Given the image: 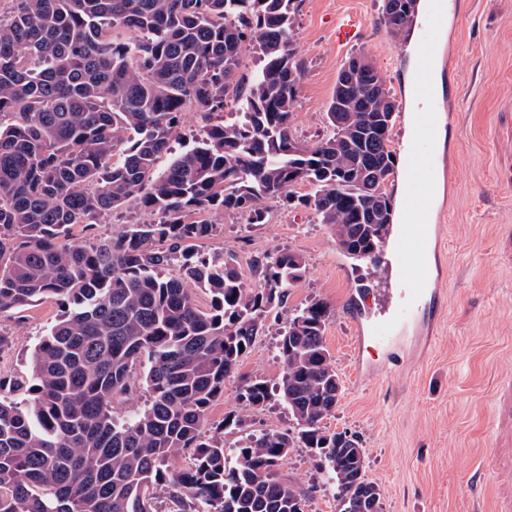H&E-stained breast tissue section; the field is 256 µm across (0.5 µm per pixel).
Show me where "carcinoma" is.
Masks as SVG:
<instances>
[{
    "mask_svg": "<svg viewBox=\"0 0 512 512\" xmlns=\"http://www.w3.org/2000/svg\"><path fill=\"white\" fill-rule=\"evenodd\" d=\"M300 2L18 0L0 15V311L44 298L63 308L29 376H0V512H154L158 491L167 512H308L310 491L279 475L295 448L325 461L340 512H383L357 437L323 425L339 396L318 301L282 333L279 382L255 376L240 392L256 410L277 395L295 429L253 433L230 414L224 427L242 433L233 446L203 432L306 260L266 253L250 285L235 254L198 251L221 225L197 216L264 224L267 202L297 201L363 259L393 223L385 185L396 151L391 137L367 133L368 117L392 127L398 113L379 73L342 66L331 136L294 135L306 73L294 49ZM391 2L380 22L404 38L416 0ZM250 49L261 66L245 84L238 71ZM189 107L220 121L159 171ZM298 184L312 192L295 196ZM131 201L157 220L97 233L100 217ZM76 226L84 241L64 245ZM195 287L210 293L208 309ZM144 361L147 404L118 422L112 404ZM16 391L25 399L9 397ZM184 450L190 466L169 468Z\"/></svg>",
    "mask_w": 512,
    "mask_h": 512,
    "instance_id": "cac0c4a2",
    "label": "carcinoma"
}]
</instances>
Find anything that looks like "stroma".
I'll list each match as a JSON object with an SVG mask.
<instances>
[{"mask_svg": "<svg viewBox=\"0 0 512 512\" xmlns=\"http://www.w3.org/2000/svg\"><path fill=\"white\" fill-rule=\"evenodd\" d=\"M381 6L382 0H301L295 49L307 71L293 115L300 139L312 143L328 136L325 112L337 73L355 53L368 54L398 103H405L416 46L380 25ZM342 13L357 15L364 28L360 41L347 46L337 45L332 33ZM442 39L448 66L437 101L446 135L441 169L425 192L432 198L431 222L439 228L432 277L446 289L447 306L436 314L432 339L418 332L401 346L396 374L359 370V357L380 362L386 353L376 346L358 351L347 318L385 280L386 259L345 257L311 208L271 202L262 224L214 215L223 231L203 244L207 251L235 253L250 283L257 280L251 262L263 254L291 250L307 264L305 276L289 286L285 306L267 318L263 334L209 408L205 433L220 430L231 412L242 413L253 430L294 428L278 400L261 410L242 409L239 389L256 375L278 381L277 346L289 314L322 301L329 311L326 344L342 384L326 424L361 440L366 475L380 489L384 512H496L512 488V467L492 463L498 390L512 380V265L498 258L512 238V0H456ZM60 314L52 299L0 312V375L27 376L32 351ZM279 471L310 490L309 512H339L325 472L307 449H293Z\"/></svg>", "mask_w": 512, "mask_h": 512, "instance_id": "35a3bbf8", "label": "stroma"}]
</instances>
